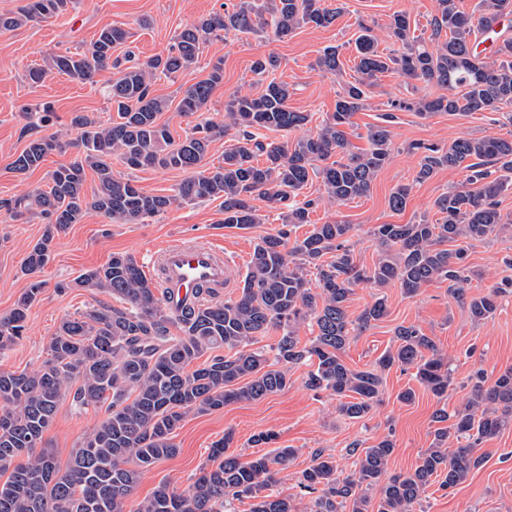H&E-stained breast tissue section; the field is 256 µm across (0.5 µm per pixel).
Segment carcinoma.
<instances>
[{
	"label": "carcinoma",
	"instance_id": "1",
	"mask_svg": "<svg viewBox=\"0 0 512 512\" xmlns=\"http://www.w3.org/2000/svg\"><path fill=\"white\" fill-rule=\"evenodd\" d=\"M73 0H26L18 11L0 14V28L47 21L66 12ZM429 41L409 37L407 15L397 12L389 29L404 43V52L383 56L377 51L372 27L363 25L355 39L357 77L337 95L334 112L319 131L292 143L263 142L249 129L291 132L310 122L306 112L288 107L291 91L284 82H269L256 94L237 93L226 105L225 122L196 124L177 142L169 126L159 122L169 100L151 90L157 74L172 77L197 63L202 45L229 33L258 34L273 29L280 39L313 24L332 25L339 8L322 0H238L182 30L167 54L145 61L128 49L113 55L130 38L114 25L100 31L81 53L55 54L28 72L32 83L50 75L97 83L104 71H116L110 98L117 118L102 125L77 116L81 130L76 159L50 174L48 189L17 200L18 216L36 212L47 221L41 238L28 252L24 273L29 287L9 316L0 319V352L10 348L26 329L28 312L43 283L35 276L47 264L53 241L89 211L114 224L160 216L172 208L203 200H222L226 227L247 229L262 223L253 204L263 199L286 208L283 228L254 246L237 297L219 300L210 288H199L207 299L195 307L175 306L157 295L137 259L114 254L105 265L75 279L79 288L105 290L123 303L102 305L78 317L65 318L50 337L48 358L34 371L0 370V512H123L142 470L178 454L174 432L189 413H209L242 400H259L284 390L288 368L310 363L306 386L329 391L339 412L353 420L367 417L381 393V372L393 366L413 372L416 380L440 397L448 391L451 368L436 341L416 325H400L395 343L380 359V370L350 368L342 359L351 332L362 330L387 314L377 299L354 320L347 308L355 288L383 287L397 282L408 295L435 280L448 281L456 302L476 321L488 319L498 299L512 295V280H504L483 296L466 293V252L458 242L486 240L508 229L499 209V196L512 174V139L459 138L447 147L425 148L414 181L424 182L436 171L460 169L466 183L448 188L434 207L441 218L434 223L378 224L372 235L380 258L367 269L356 264L348 244L351 225L315 224L303 239H291L294 229L310 223L316 200H297L313 179L321 186L319 200L341 205L370 193L378 173L390 159L396 104L382 115V123L368 128V148H355L346 128L353 115L367 107L374 81L389 70L445 93L414 99L408 108L421 117L436 113L502 112L512 109V36H502L489 55L477 51L478 36L494 29L512 0H479L466 13L457 0H436ZM317 66L329 73L342 70L340 51L327 47ZM224 82V62L210 64L205 78L185 89L177 110L192 116L207 108L212 93ZM243 130L237 144L224 151L217 165L206 162L214 141L231 129ZM58 146L55 137L32 139L13 161L25 174L38 168ZM130 169H170L186 173L168 194H148L112 170V157ZM265 163H255L257 157ZM95 176L92 194L85 189L87 172ZM411 186L402 184L390 194L394 211L406 208ZM455 243L450 250L446 245ZM315 270L317 291L307 287ZM313 316L318 333L308 344L295 335L296 325ZM271 329L282 331L271 348L275 364L250 345ZM223 355L208 359L210 350ZM82 407L107 404L106 415L86 434L66 467L42 446L58 404L68 393ZM433 421L435 446L421 455L416 468L385 477L395 445L390 436L363 449L356 469L343 476L332 457L316 455L302 472L300 484L315 494L306 512H414L424 489L441 478L440 488L451 489L466 480L480 459L473 449L512 423V369L489 382L475 374L470 400L453 414L437 410ZM467 444L447 453L450 438ZM233 435L215 443L211 468L199 470L193 484L178 491L163 481L138 504L137 512H222L234 499L251 500L250 512H298L294 500L271 492L277 468L295 456L293 448H276L242 463L231 451ZM380 487L378 500L362 486Z\"/></svg>",
	"mask_w": 512,
	"mask_h": 512
}]
</instances>
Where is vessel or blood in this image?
Masks as SVG:
<instances>
[{"label":"vessel or blood","instance_id":"obj_1","mask_svg":"<svg viewBox=\"0 0 512 512\" xmlns=\"http://www.w3.org/2000/svg\"><path fill=\"white\" fill-rule=\"evenodd\" d=\"M153 265L163 296L171 302L192 300L201 286L221 289L230 283L228 258L207 244L167 245L155 255Z\"/></svg>","mask_w":512,"mask_h":512}]
</instances>
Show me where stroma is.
Returning <instances> with one entry per match:
<instances>
[{
  "label": "stroma",
  "mask_w": 512,
  "mask_h": 512,
  "mask_svg": "<svg viewBox=\"0 0 512 512\" xmlns=\"http://www.w3.org/2000/svg\"><path fill=\"white\" fill-rule=\"evenodd\" d=\"M225 0H75L73 7L58 17L40 23L0 29V318L10 314L28 288L30 280L21 272L31 246L42 236L45 223L36 214L14 217L7 205L29 192L45 188L48 174L70 163L78 152L79 132L72 127L75 115L85 114L98 122H108L112 106L108 87L112 72L100 76L97 84L59 75L42 83L28 78L30 67L43 64L54 53L80 52L86 49L107 26L119 25L133 35L135 52L140 59L167 53L175 36L201 18L220 11ZM343 10L334 25L321 28L306 25L291 37L281 40L273 33L228 34L210 39L202 46L199 65L174 78L158 77L152 84L155 95L179 101L183 91L205 78L208 63L223 61L224 82L217 87L204 112L183 116L176 110L160 115L174 138H184L200 122L223 123L224 103L237 91H259L261 84L251 70L253 62L274 56L278 64L270 76L288 84L292 95L291 110L306 112L310 122L303 128L281 134L257 130L258 139L271 142L296 140L315 134L327 112L333 111L338 93L355 75L357 62L354 40L360 24L371 26L378 37L381 55L399 54L401 41L391 36L389 23L394 13H406L410 33L429 36L435 14V0H341ZM340 49L342 71L330 74L320 70L316 61L323 49ZM433 84H412L397 72L380 75L365 110L357 112L348 134L353 146H367L369 125L380 123L388 102H412L418 95L435 96ZM51 103L50 124H40L37 105ZM393 148L385 167L378 174L369 194L343 205L320 201V185L312 181L301 191L304 199L317 200L310 215L315 224L341 222L351 225L350 244L356 262L372 266L380 248L371 235L378 224H414L420 219L436 221L439 214L435 199L448 187L465 179L463 171L442 169L425 182H415L420 156L411 151L414 143L450 145L464 137L494 136L512 138V112H473L464 115L438 113L427 118L406 110L398 111L391 127ZM58 136L63 146L49 153L43 164L27 174L15 173L11 163L36 137ZM115 174L132 179L142 191L165 194L183 177V172L167 169L131 170L120 160H113ZM411 185L405 210L393 211L388 203L393 189ZM265 221L241 230L222 225L219 201L184 205L141 224H112L88 213L82 223L59 233L48 263L39 275L44 286L29 310L23 336L0 354V370L32 371L46 357V345L61 321L84 313L99 304L111 303L110 294L73 287V280L86 270L105 265L115 253L134 255L143 269H150L154 254L173 242L209 244L223 251L232 262L231 276L241 281L255 243L276 233L281 226L279 210L257 201ZM466 265L471 276L466 284L468 295L482 296L503 279L512 278V229L485 241L468 242ZM384 298L388 314L373 322L346 348L343 359L352 368H374L381 355L391 347L395 330L401 325L419 326L435 337L448 355L452 383L443 396H435L411 373L391 368L382 374L381 402L362 420H351L337 411L335 396L314 392L305 385L308 366L297 365L288 372L287 387L264 399L242 400L225 405L223 410L191 413L174 433L178 454L155 463L141 474L126 500L124 512H135L156 485L170 481L178 490L192 484L199 469L209 462L210 448L225 433H232V449L242 460L265 453V446L254 445V435L273 432L278 448L295 449L296 455L286 469L278 471L274 492L308 504L310 497L300 486L301 474L314 455L333 456L339 470L350 474L363 448L385 435L392 436L395 450L387 472L404 474L420 462L423 451L434 445L436 410L455 411L464 407L471 396L476 371L495 379L512 368V296L504 299L492 318L474 321L467 310L450 295L447 282L426 284L413 296L406 295L399 284L382 288H356L348 304L350 317H357L377 298ZM413 388L415 397L405 403L399 394ZM101 408H82L72 397L63 398L45 438L48 449L59 464H67L85 434L104 417ZM480 464L467 479L452 489L431 485L422 493L416 512H512V427L503 429L491 440L475 448Z\"/></svg>",
  "instance_id": "1"
}]
</instances>
